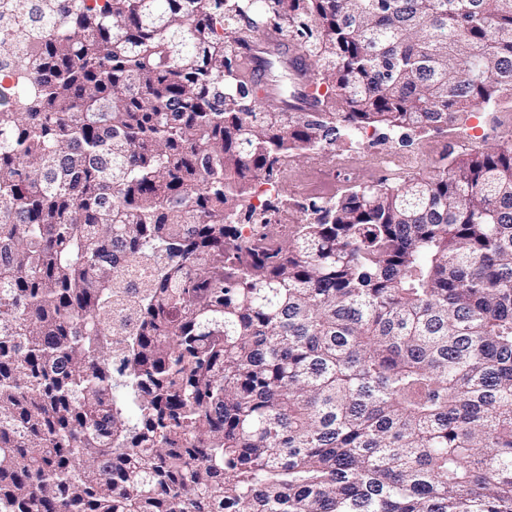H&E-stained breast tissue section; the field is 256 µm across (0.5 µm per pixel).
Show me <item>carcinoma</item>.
Masks as SVG:
<instances>
[{"instance_id": "1", "label": "carcinoma", "mask_w": 512, "mask_h": 512, "mask_svg": "<svg viewBox=\"0 0 512 512\" xmlns=\"http://www.w3.org/2000/svg\"><path fill=\"white\" fill-rule=\"evenodd\" d=\"M14 3L0 512H512V145L268 230L292 160L512 109V0ZM267 30L260 29L253 33L256 36L246 49L242 58L243 72L247 80H252L261 88L260 98L262 100H279V91L276 85L269 79L270 63L278 60L275 57L276 51L280 50L281 41L279 35L260 34ZM259 34V35H258ZM285 61L296 75V82L293 91L290 94V103L288 105L289 112H314L315 108L309 97L308 87V67L306 59L297 51H291L285 54Z\"/></svg>"}]
</instances>
